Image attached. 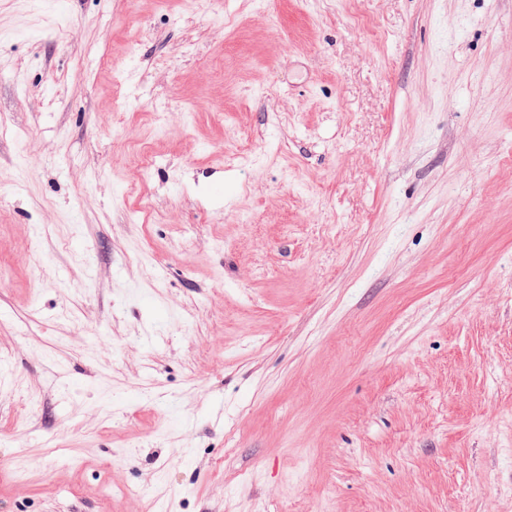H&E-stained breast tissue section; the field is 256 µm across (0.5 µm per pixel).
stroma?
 <instances>
[{"label": "stroma", "mask_w": 512, "mask_h": 512, "mask_svg": "<svg viewBox=\"0 0 512 512\" xmlns=\"http://www.w3.org/2000/svg\"><path fill=\"white\" fill-rule=\"evenodd\" d=\"M0 512H512V0H0Z\"/></svg>", "instance_id": "35a3bbf8"}]
</instances>
